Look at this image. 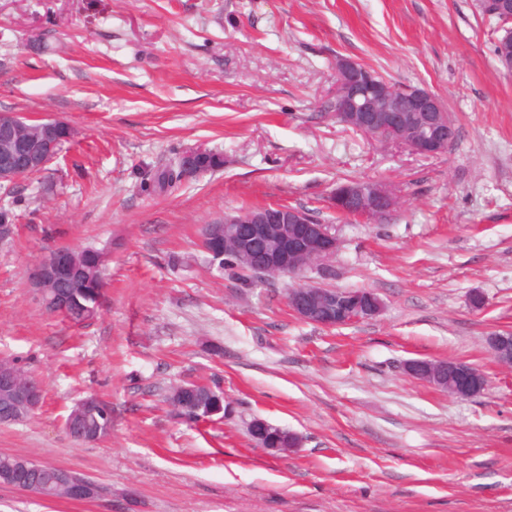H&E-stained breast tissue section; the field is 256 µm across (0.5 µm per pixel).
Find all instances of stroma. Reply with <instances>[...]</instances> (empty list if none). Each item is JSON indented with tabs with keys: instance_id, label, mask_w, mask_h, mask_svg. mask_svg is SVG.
Masks as SVG:
<instances>
[{
	"instance_id": "stroma-1",
	"label": "stroma",
	"mask_w": 512,
	"mask_h": 512,
	"mask_svg": "<svg viewBox=\"0 0 512 512\" xmlns=\"http://www.w3.org/2000/svg\"><path fill=\"white\" fill-rule=\"evenodd\" d=\"M475 0H0V112L54 118L74 136L0 206V357L39 379L34 417L0 426V453L105 485L91 501L0 486V512H512V368L487 337L512 329V75ZM452 112L447 154L379 144L325 108L337 57ZM221 169L149 187L190 148ZM345 178L394 188L393 218L341 219ZM263 206L308 210L339 246L298 277L239 281L205 261L203 225ZM107 252L97 318L75 325L29 288L50 248ZM367 289L372 319H297L296 283ZM482 306H474V298ZM455 359L489 386L461 399L409 376ZM214 382L222 422L189 424L173 388ZM94 393L112 434L69 437ZM260 418L296 433L275 453ZM249 432L264 448H273L275 451H288V448H295L299 443L296 435L259 418L251 421Z\"/></svg>"
}]
</instances>
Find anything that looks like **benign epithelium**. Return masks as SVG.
Here are the masks:
<instances>
[{
  "label": "benign epithelium",
  "instance_id": "7a95c632",
  "mask_svg": "<svg viewBox=\"0 0 512 512\" xmlns=\"http://www.w3.org/2000/svg\"><path fill=\"white\" fill-rule=\"evenodd\" d=\"M482 2L486 15L500 23L497 57L512 64V0ZM333 95L340 105L336 118L379 143L395 142L416 154L440 156L448 153L456 138L455 120L436 94L420 86L398 87L352 58H336ZM22 126L21 116L0 115V185L10 187L30 172L44 170L59 153L61 143L73 136L71 127L54 119L40 140L24 137ZM332 203L339 211L380 224L395 215L399 196L386 184L363 181L336 189ZM218 223L224 225V250L233 251L246 264L245 271L257 279L322 265L334 257L338 248L331 228L300 208L263 207L226 214ZM259 237L267 239L270 247L256 264L247 251L252 240ZM61 269L76 272L73 254L66 247L48 250L30 269L28 285L46 306L50 301L45 299V288ZM287 303L298 319L325 328L375 318L383 307L370 290L350 305L343 300L342 290L311 283L290 290ZM487 344L499 363L512 366V329L490 333ZM405 371L461 398L475 396L487 386L483 372L456 360H409ZM43 399L44 387L39 379L24 378L16 364L0 362V425L13 423L23 413L34 415ZM31 462L35 459L25 457L1 472L0 485L39 495L41 486L28 477ZM55 470L59 486L72 500H92L107 493L102 484L75 471L58 466Z\"/></svg>",
  "mask_w": 512,
  "mask_h": 512
}]
</instances>
